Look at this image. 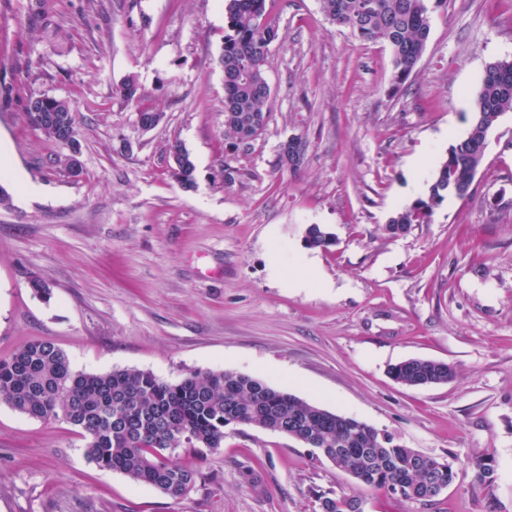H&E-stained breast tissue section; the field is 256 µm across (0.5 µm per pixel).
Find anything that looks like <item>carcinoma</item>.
Listing matches in <instances>:
<instances>
[{"label": "carcinoma", "mask_w": 512, "mask_h": 512, "mask_svg": "<svg viewBox=\"0 0 512 512\" xmlns=\"http://www.w3.org/2000/svg\"><path fill=\"white\" fill-rule=\"evenodd\" d=\"M274 0H224L227 28L220 63L224 68V142H249L266 126L271 89L266 78L269 46L278 39ZM445 0H320L324 16L367 42L392 51V81L404 85L414 74L430 34L431 15ZM51 113L27 101L29 122L47 138L61 141L59 117L77 134L73 105L61 100ZM512 112V60L486 64L473 101L467 134L448 147L433 173L427 196L394 214L386 229L394 236L413 224H429L450 195L465 196L485 152L483 141L499 119ZM174 178L193 185L194 161L172 147ZM335 236L319 224L306 229L305 244L327 249ZM405 386L445 384L454 369L442 362L411 358L390 368ZM0 404L29 418L62 419L84 438V455L98 468L177 499L195 485V473L176 456L179 448L223 447L225 429L251 426L299 440L365 488L411 501H430V487L447 489L455 472L446 459L427 457L354 417L333 413L264 380L234 370L194 371L167 380L150 371L120 369L75 373L67 354L37 339L0 359ZM321 512H366L361 496L321 494Z\"/></svg>", "instance_id": "carcinoma-1"}]
</instances>
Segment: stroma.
<instances>
[{"mask_svg":"<svg viewBox=\"0 0 512 512\" xmlns=\"http://www.w3.org/2000/svg\"><path fill=\"white\" fill-rule=\"evenodd\" d=\"M275 3L271 116L231 150L224 0H44L35 22L30 0H0V138L39 188L24 200L0 180V359L49 338L76 372L251 374L448 460L454 482L429 502L368 491L301 442L240 426L220 449L180 450L197 482L174 499L88 462L64 420L2 404L0 512H320L321 493L365 495L368 512H512V113L469 194L385 229L428 192L413 159L439 163L485 65L512 60V0H446L397 90L385 44L332 24L319 0ZM130 76L137 104L116 92ZM40 95L77 108L80 176L26 118ZM142 105L158 126L140 127ZM292 134L307 143L295 171L279 163ZM175 143L193 188L170 174ZM312 224L335 243L306 247ZM415 357L453 365V381L394 382L389 367Z\"/></svg>","mask_w":512,"mask_h":512,"instance_id":"obj_1","label":"stroma"}]
</instances>
